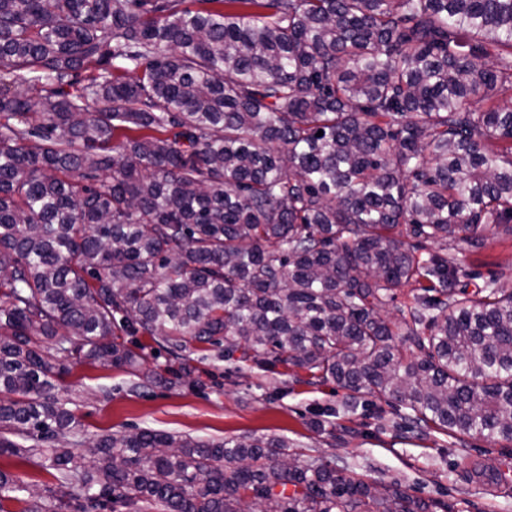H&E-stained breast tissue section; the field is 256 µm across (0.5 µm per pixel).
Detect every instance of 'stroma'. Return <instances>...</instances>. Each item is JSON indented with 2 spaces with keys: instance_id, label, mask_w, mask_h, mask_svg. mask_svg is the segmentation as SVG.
Here are the masks:
<instances>
[{
  "instance_id": "obj_1",
  "label": "stroma",
  "mask_w": 512,
  "mask_h": 512,
  "mask_svg": "<svg viewBox=\"0 0 512 512\" xmlns=\"http://www.w3.org/2000/svg\"><path fill=\"white\" fill-rule=\"evenodd\" d=\"M447 254L466 269L467 291L491 279L512 288V236H490L478 254L456 242ZM122 339L139 351V365L65 358L69 373L58 396L78 419L68 442L138 429L203 441L283 437L294 453L331 460L369 482L400 485L449 512H512V442L461 441L434 430L402 434L403 408L367 396L351 400L335 383H310L306 371L247 361L238 350L193 354L185 377L181 361L149 335Z\"/></svg>"
}]
</instances>
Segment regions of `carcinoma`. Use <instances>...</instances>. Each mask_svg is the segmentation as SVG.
<instances>
[{"label":"carcinoma","instance_id":"obj_1","mask_svg":"<svg viewBox=\"0 0 512 512\" xmlns=\"http://www.w3.org/2000/svg\"><path fill=\"white\" fill-rule=\"evenodd\" d=\"M184 2L0 0V456L76 428L59 355L137 363L118 329L512 441V290L400 241L512 235V0ZM288 448L140 429L37 465L82 512L439 508Z\"/></svg>","mask_w":512,"mask_h":512}]
</instances>
